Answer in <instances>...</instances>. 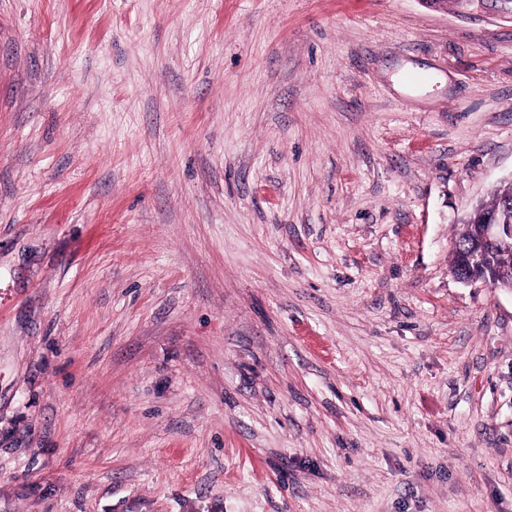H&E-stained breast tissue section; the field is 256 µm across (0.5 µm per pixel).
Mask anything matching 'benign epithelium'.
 <instances>
[{
	"label": "benign epithelium",
	"instance_id": "benign-epithelium-1",
	"mask_svg": "<svg viewBox=\"0 0 512 512\" xmlns=\"http://www.w3.org/2000/svg\"><path fill=\"white\" fill-rule=\"evenodd\" d=\"M512 213V197L502 199L495 210L483 213L473 243L461 250V260L456 268V278L465 284L479 282L476 270L489 251L512 252V222H500V214Z\"/></svg>",
	"mask_w": 512,
	"mask_h": 512
}]
</instances>
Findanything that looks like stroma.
Listing matches in <instances>:
<instances>
[{"mask_svg": "<svg viewBox=\"0 0 512 512\" xmlns=\"http://www.w3.org/2000/svg\"><path fill=\"white\" fill-rule=\"evenodd\" d=\"M512 0H0V512H512ZM512 213L511 198L501 199L495 210L484 212L478 225L473 243L461 250V260L454 275L465 284L482 282L492 288H499L512 293V282H499L489 279L479 280L476 270L480 268L482 258L489 251H508L489 253L486 260L487 270L495 277H512V222H500V213Z\"/></svg>", "mask_w": 512, "mask_h": 512, "instance_id": "obj_1", "label": "stroma"}]
</instances>
